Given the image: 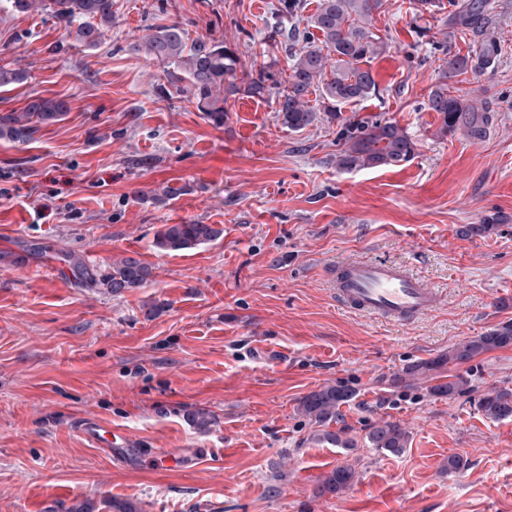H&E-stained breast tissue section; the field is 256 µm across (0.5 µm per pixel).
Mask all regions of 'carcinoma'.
<instances>
[{
    "instance_id": "carcinoma-1",
    "label": "carcinoma",
    "mask_w": 512,
    "mask_h": 512,
    "mask_svg": "<svg viewBox=\"0 0 512 512\" xmlns=\"http://www.w3.org/2000/svg\"><path fill=\"white\" fill-rule=\"evenodd\" d=\"M384 0H319L316 12L307 18V26L317 30L320 44L308 41L289 51L287 68H247L238 51L222 41H198L188 45V31L179 22L160 26L141 45L133 46L154 60L183 72L176 80L189 81L197 110L213 125L227 122L230 98L243 95L262 98L277 94L278 115L288 130L299 132L315 119L308 96L319 92V102L330 119H336L341 106L357 103L379 93L372 70L362 64L383 55L387 43L372 30L374 12ZM452 7L451 21L473 25L483 19L485 0H448ZM44 9L58 22L70 28L78 23L75 40L87 49L99 45L105 26L112 23V0H47ZM472 67V56L450 55L442 67V81L431 90L428 109L443 116L441 130L467 128L474 138H481L485 129L475 117V108L450 94L446 78L463 74ZM68 112L63 100L36 97L20 111L0 114V136L24 141L42 124L60 120ZM341 152L336 156L340 168H372L397 166L415 154L416 143L398 124L370 117L346 126L338 138ZM497 219L490 217L483 224H470L461 233L485 236L496 231ZM224 229L217 224L191 222L165 224L157 232L154 246L161 251L179 252L220 239ZM153 276L152 268L133 256H124L113 264L107 277L112 293L141 288ZM512 346V322L501 323L487 332L455 343L448 352L434 359L404 366L393 374L391 386H413L429 380L445 364H462L485 353ZM467 381L457 375L445 383L430 387L434 396L453 397L464 393ZM354 396L346 385H325L303 396L298 409L310 423L317 425L311 438L351 444L343 429L330 430L339 417V408ZM481 412L494 421L512 419V388L491 387L479 401ZM197 430L208 431L213 424L209 411L197 408L186 414ZM409 433L397 422L383 421L371 426L366 439L371 447L393 455L406 448ZM356 476L350 464L338 465L317 485L315 495H338L349 488Z\"/></svg>"
}]
</instances>
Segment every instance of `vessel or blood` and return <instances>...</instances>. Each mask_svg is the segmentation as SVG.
Wrapping results in <instances>:
<instances>
[{"instance_id":"b4317fda","label":"vessel or blood","mask_w":512,"mask_h":512,"mask_svg":"<svg viewBox=\"0 0 512 512\" xmlns=\"http://www.w3.org/2000/svg\"><path fill=\"white\" fill-rule=\"evenodd\" d=\"M332 286L337 301L347 308L403 324L432 312L441 300L435 288L406 268L381 260L338 262ZM79 430L89 443L106 449L116 461H126L135 452L131 439L117 436L111 426L95 417H83ZM156 462L171 463L191 471L200 464L201 457L195 449L179 448L161 453Z\"/></svg>"}]
</instances>
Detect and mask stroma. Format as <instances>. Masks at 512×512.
I'll return each instance as SVG.
<instances>
[{
  "mask_svg": "<svg viewBox=\"0 0 512 512\" xmlns=\"http://www.w3.org/2000/svg\"><path fill=\"white\" fill-rule=\"evenodd\" d=\"M283 0H112V24L86 49L48 10L0 0V66L25 73L0 89V114L34 97L69 110L24 142L0 138V512H63L117 497L143 512H512V421L479 411L480 392L512 388V347L447 366L465 377L453 398L387 387L407 363L512 321V0H487L484 29L449 25L385 0L372 25L387 43L370 63L379 96L317 112L292 132L275 95L237 97L225 126L205 120L186 82L132 51L178 21L191 40L220 39L246 63L284 68L287 34L306 26ZM489 65L449 78L491 124L482 138L442 132L427 109L446 52ZM380 117L406 129L401 165L341 169L338 133ZM503 216L492 235L457 231ZM221 225L212 243L176 253L154 246L166 224ZM151 265L142 288L113 295L112 265ZM93 266L78 283L66 261ZM349 258L397 262L443 293L412 324L337 303L330 268ZM64 278L56 287V278ZM341 382L356 395L338 427L355 441H311L301 397ZM209 410L202 433L186 411ZM85 414L125 431L143 456L122 463L78 432ZM399 422L402 454L370 448L368 428ZM169 448H201L193 471L157 468ZM468 465L450 473V455ZM354 465L336 496L315 488Z\"/></svg>",
  "mask_w": 512,
  "mask_h": 512,
  "instance_id": "1",
  "label": "stroma"
}]
</instances>
